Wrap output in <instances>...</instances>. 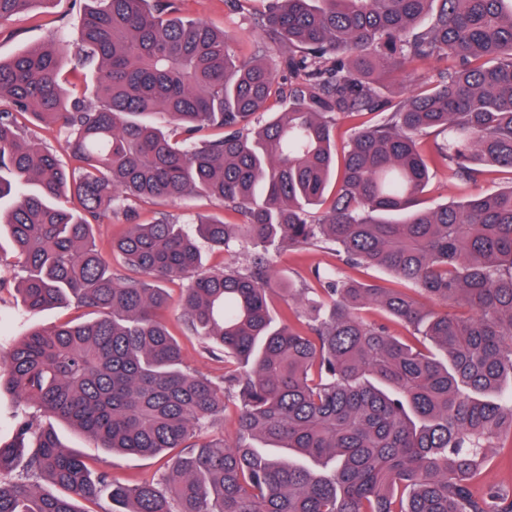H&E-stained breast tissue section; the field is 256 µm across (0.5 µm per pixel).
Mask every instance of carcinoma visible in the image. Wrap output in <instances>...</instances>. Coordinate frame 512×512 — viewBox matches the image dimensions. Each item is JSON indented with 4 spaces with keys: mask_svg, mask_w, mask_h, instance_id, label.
Here are the masks:
<instances>
[{
    "mask_svg": "<svg viewBox=\"0 0 512 512\" xmlns=\"http://www.w3.org/2000/svg\"><path fill=\"white\" fill-rule=\"evenodd\" d=\"M35 2L0 0V23ZM257 23L269 61L239 58L174 0H86L73 40L0 60V234L22 302L88 310L0 360V391L22 402L0 444V512L105 496L107 512H512V486L477 482L512 440V0H266ZM70 58L92 87L69 79ZM431 59L446 61L435 79L380 96ZM437 164L509 184L426 207ZM192 195L239 222L127 224L120 270L90 240L139 200ZM201 241L239 257L208 266ZM307 247L349 271L281 286L271 251ZM369 268L395 284L362 281ZM174 280L220 379L188 368L167 329L157 282ZM31 408L170 465L134 484L94 473ZM230 410L234 438L213 436Z\"/></svg>",
    "mask_w": 512,
    "mask_h": 512,
    "instance_id": "1",
    "label": "carcinoma"
}]
</instances>
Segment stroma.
<instances>
[{
    "instance_id": "obj_1",
    "label": "stroma",
    "mask_w": 512,
    "mask_h": 512,
    "mask_svg": "<svg viewBox=\"0 0 512 512\" xmlns=\"http://www.w3.org/2000/svg\"><path fill=\"white\" fill-rule=\"evenodd\" d=\"M82 0H37L28 11L0 23V59L9 60L20 51L36 43L47 41L49 35L67 37L79 24L83 12ZM263 8L261 0H240L237 7H230L226 0H178V13L185 19H197L226 30L238 39L243 56H252L256 44L263 37L254 22ZM502 180L488 178L463 188L449 181L442 166H435L429 191L428 205L435 206L450 200H458L466 194L489 193L498 190ZM224 215L230 222H238L236 213L205 196H192L178 201L142 200L136 204V221L150 224L167 216L187 223L199 213ZM340 260L329 249L287 250L278 254L276 266L282 280L301 283L310 279L315 267L333 268ZM21 276L19 258L8 240L0 241V358L9 352L16 335L26 328H46L55 324L83 317L84 309L76 305L48 308L36 314L23 312L16 293ZM164 320L174 336L179 337L188 366L218 377L224 373V365L211 359L200 341L186 335L181 310L174 302L166 310ZM53 426L68 447L80 452L87 466L93 471H105L121 480L148 479L166 468L162 458H138L121 456L99 448L96 441L64 421H54Z\"/></svg>"
}]
</instances>
